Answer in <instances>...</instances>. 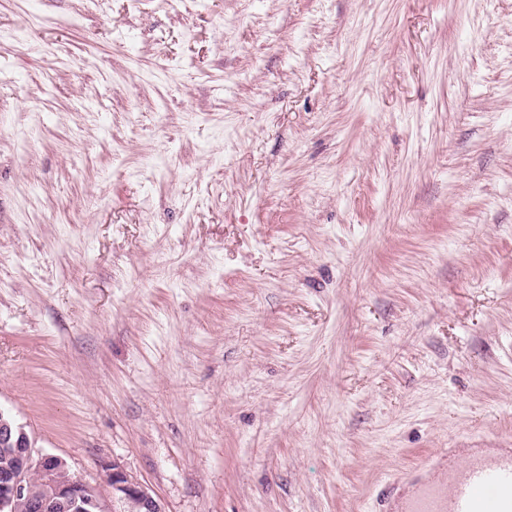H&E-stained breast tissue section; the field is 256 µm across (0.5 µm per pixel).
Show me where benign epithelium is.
<instances>
[{"instance_id":"7a95c632","label":"benign epithelium","mask_w":512,"mask_h":512,"mask_svg":"<svg viewBox=\"0 0 512 512\" xmlns=\"http://www.w3.org/2000/svg\"><path fill=\"white\" fill-rule=\"evenodd\" d=\"M0 512H111L107 494L124 512H163L142 483L114 461L100 460L104 485L74 479L67 460L38 449L8 412L0 409Z\"/></svg>"}]
</instances>
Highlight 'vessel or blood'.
<instances>
[{
  "label": "vessel or blood",
  "mask_w": 512,
  "mask_h": 512,
  "mask_svg": "<svg viewBox=\"0 0 512 512\" xmlns=\"http://www.w3.org/2000/svg\"><path fill=\"white\" fill-rule=\"evenodd\" d=\"M396 512H512V449H471L465 463L429 456L388 487Z\"/></svg>",
  "instance_id": "1"
}]
</instances>
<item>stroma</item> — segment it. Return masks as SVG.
<instances>
[{"label":"stroma","mask_w":512,"mask_h":512,"mask_svg":"<svg viewBox=\"0 0 512 512\" xmlns=\"http://www.w3.org/2000/svg\"><path fill=\"white\" fill-rule=\"evenodd\" d=\"M0 408L164 512L512 448V0H0Z\"/></svg>","instance_id":"obj_1"}]
</instances>
